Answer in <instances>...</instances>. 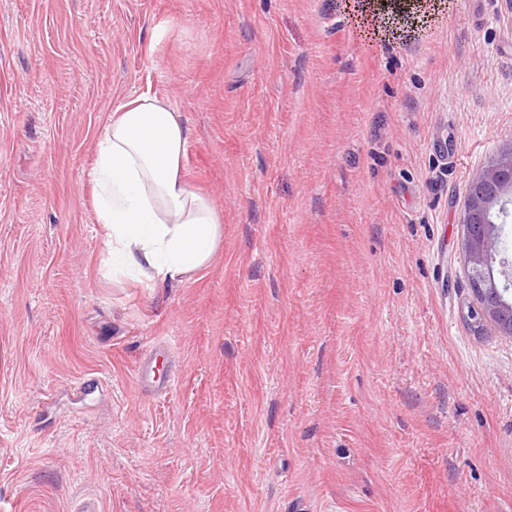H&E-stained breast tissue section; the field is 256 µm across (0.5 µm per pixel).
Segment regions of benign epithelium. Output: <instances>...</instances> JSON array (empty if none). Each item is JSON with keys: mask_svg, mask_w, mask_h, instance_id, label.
Masks as SVG:
<instances>
[{"mask_svg": "<svg viewBox=\"0 0 512 512\" xmlns=\"http://www.w3.org/2000/svg\"><path fill=\"white\" fill-rule=\"evenodd\" d=\"M511 201L512 147L472 174L461 222L464 258L476 300L470 319L480 327L487 323L497 335L510 339L512 267L502 257L501 227L496 219Z\"/></svg>", "mask_w": 512, "mask_h": 512, "instance_id": "obj_1", "label": "benign epithelium"}]
</instances>
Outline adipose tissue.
I'll return each instance as SVG.
<instances>
[{
  "instance_id": "adipose-tissue-1",
  "label": "adipose tissue",
  "mask_w": 512,
  "mask_h": 512,
  "mask_svg": "<svg viewBox=\"0 0 512 512\" xmlns=\"http://www.w3.org/2000/svg\"><path fill=\"white\" fill-rule=\"evenodd\" d=\"M186 143L178 112L150 94L118 107L98 135L89 177L98 189L96 220L120 271L164 283L211 265L224 219L187 182Z\"/></svg>"
}]
</instances>
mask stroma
<instances>
[{
	"mask_svg": "<svg viewBox=\"0 0 512 512\" xmlns=\"http://www.w3.org/2000/svg\"><path fill=\"white\" fill-rule=\"evenodd\" d=\"M143 93L224 214L180 283L113 273L95 217ZM511 146L512 0L374 42L346 0H0V512H512V341L468 318L461 226Z\"/></svg>",
	"mask_w": 512,
	"mask_h": 512,
	"instance_id": "35a3bbf8",
	"label": "stroma"
}]
</instances>
